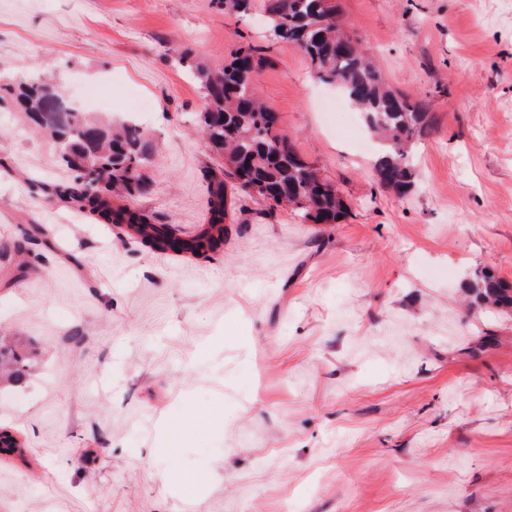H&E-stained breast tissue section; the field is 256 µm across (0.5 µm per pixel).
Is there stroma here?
<instances>
[{
    "mask_svg": "<svg viewBox=\"0 0 512 512\" xmlns=\"http://www.w3.org/2000/svg\"><path fill=\"white\" fill-rule=\"evenodd\" d=\"M341 20L431 126L398 198L357 149V111L306 55L218 0H0V72L54 71L98 121L134 116L148 190L130 206L181 235L208 218L223 161L192 133L189 64L244 43L265 104L350 204L339 224L236 194L224 247L149 252L74 203L23 194L72 173L0 107V512H512V315L462 290L512 285V0H337ZM188 61H180L182 51ZM54 250L15 247L28 225Z\"/></svg>",
    "mask_w": 512,
    "mask_h": 512,
    "instance_id": "35a3bbf8",
    "label": "stroma"
}]
</instances>
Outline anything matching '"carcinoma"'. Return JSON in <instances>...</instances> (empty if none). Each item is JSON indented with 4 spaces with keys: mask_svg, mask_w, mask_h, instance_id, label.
<instances>
[{
    "mask_svg": "<svg viewBox=\"0 0 512 512\" xmlns=\"http://www.w3.org/2000/svg\"><path fill=\"white\" fill-rule=\"evenodd\" d=\"M271 36L298 46L321 83L342 90L362 112L368 132L379 140L374 176L378 184L399 196L416 182L412 153L430 128L422 102L388 88L365 51L342 41L336 27V0H263ZM264 58L244 45L219 66H190L205 99L196 124L208 148L224 160L222 176L214 179L207 201L208 224L192 238H183L153 216L128 205L112 203V193L127 197L147 188V155L142 132L126 125L111 128L95 123L72 107L51 79L33 75L0 78V101L24 112L42 132L54 137L72 178L51 192L73 201L100 224L117 228L156 253L183 258L209 257L223 248L224 220L228 217L227 189L255 196L270 207L287 205L309 224H337L349 205L337 184L305 161L278 129V115L260 99L256 75ZM464 287L480 302L511 314L512 288L490 270H475ZM0 365L11 369L17 382L25 376L23 357L12 348H0ZM0 458L24 456L25 448L10 427L0 426Z\"/></svg>",
    "mask_w": 512,
    "mask_h": 512,
    "instance_id": "1",
    "label": "carcinoma"
}]
</instances>
